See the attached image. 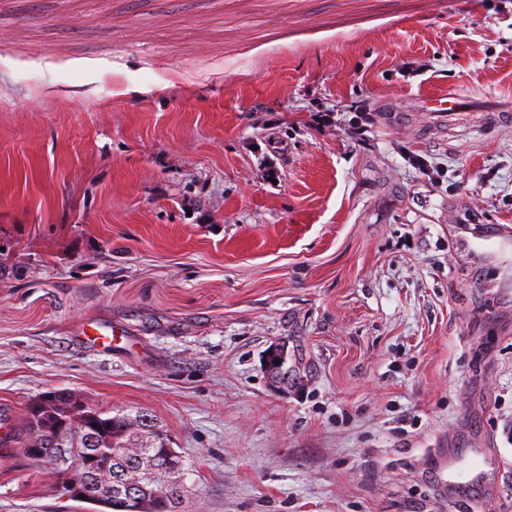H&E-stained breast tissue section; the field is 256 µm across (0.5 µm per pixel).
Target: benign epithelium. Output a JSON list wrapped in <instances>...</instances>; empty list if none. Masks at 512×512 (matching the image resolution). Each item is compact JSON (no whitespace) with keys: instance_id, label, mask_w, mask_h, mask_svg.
I'll return each mask as SVG.
<instances>
[{"instance_id":"1","label":"benign epithelium","mask_w":512,"mask_h":512,"mask_svg":"<svg viewBox=\"0 0 512 512\" xmlns=\"http://www.w3.org/2000/svg\"><path fill=\"white\" fill-rule=\"evenodd\" d=\"M280 363H275V360ZM267 373L273 383L278 386L288 384L292 373L286 367V354L280 348H272L266 357ZM73 414L67 426V433L77 438L85 432V415L87 409L81 401L73 398L70 401ZM49 432L45 426L33 427L27 441V454L35 460L50 462L54 474L58 478L57 488L63 496L79 501L103 504L109 512H147L146 500L136 497L130 491L112 486L108 475L112 472V456L114 453L102 454L96 448H67L61 444L55 448H47L42 443L44 434ZM165 465L161 467L164 486L178 490L184 471L183 463L177 460L179 454L166 445L163 448Z\"/></svg>"}]
</instances>
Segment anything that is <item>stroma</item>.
I'll return each mask as SVG.
<instances>
[{
    "mask_svg": "<svg viewBox=\"0 0 512 512\" xmlns=\"http://www.w3.org/2000/svg\"><path fill=\"white\" fill-rule=\"evenodd\" d=\"M501 102L512 0H0V401L153 415L183 512H462L422 461L475 447L512 512ZM89 510L0 470V512ZM119 332L115 327L105 325L100 321H90L77 330V338L80 342L89 345L112 344L113 339ZM280 359V363L275 365V360ZM267 373L276 386L288 385V379L293 375L286 367V354L280 348H272L268 351L266 357Z\"/></svg>",
    "mask_w": 512,
    "mask_h": 512,
    "instance_id": "1",
    "label": "stroma"
}]
</instances>
